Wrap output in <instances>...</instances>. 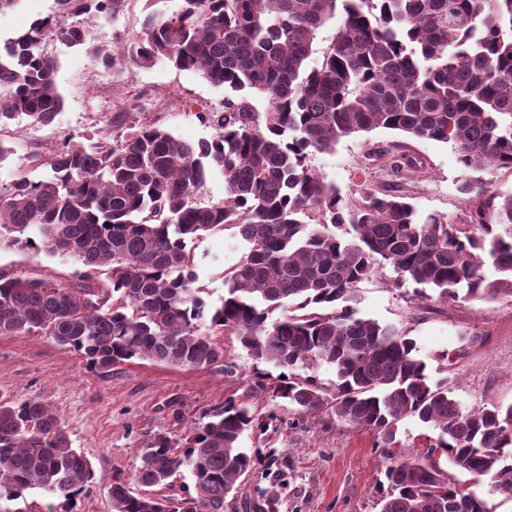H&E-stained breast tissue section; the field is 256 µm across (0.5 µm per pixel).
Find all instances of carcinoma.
Masks as SVG:
<instances>
[{
	"label": "carcinoma",
	"mask_w": 512,
	"mask_h": 512,
	"mask_svg": "<svg viewBox=\"0 0 512 512\" xmlns=\"http://www.w3.org/2000/svg\"><path fill=\"white\" fill-rule=\"evenodd\" d=\"M116 2L61 0L77 16H108ZM338 15L322 63L307 69L317 35ZM49 33L112 61L85 21L36 20L0 50L9 91L0 128L21 117L49 125L63 110L56 62L42 48ZM127 58L140 67L166 60L229 92L224 111L201 115L216 135L193 145L148 125L119 149L65 143L44 159L52 177L18 172L1 184L0 241L87 271L71 286L1 273L0 335L48 336L96 369L222 362L231 374L214 340L229 333L280 373L253 372L244 397L225 398L179 440L156 433L131 474H112V512H278L287 477L272 470L274 416L245 402L263 396L366 429L382 448L405 418L432 430L424 460L386 466L380 512H494L438 458L512 495V404L462 411L408 332L359 316L356 304L360 285L387 266L393 287L425 300L512 297V195L467 183L463 192L484 205L469 223L450 224L394 192L366 188L351 203L308 159L384 128L449 143L467 168H512V0H178L170 14L146 16ZM210 170L224 176L221 206L198 201ZM312 211L321 220L308 224ZM229 225L244 252L210 308L188 244ZM99 274L108 287L96 286ZM322 364L335 368L332 387L300 373ZM247 435L267 444L248 452ZM184 469L193 492L166 494ZM253 475L268 486L233 494ZM93 478L58 414L35 399L0 401V499L39 489L70 501ZM132 481L154 492L134 493Z\"/></svg>",
	"instance_id": "1"
}]
</instances>
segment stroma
Returning <instances> with one entry per match:
<instances>
[{
  "instance_id": "35a3bbf8",
  "label": "stroma",
  "mask_w": 512,
  "mask_h": 512,
  "mask_svg": "<svg viewBox=\"0 0 512 512\" xmlns=\"http://www.w3.org/2000/svg\"><path fill=\"white\" fill-rule=\"evenodd\" d=\"M175 7L176 0H120L109 18H93L96 43L120 51L109 66L85 48L43 41L44 52L56 61L55 80L65 106L50 125L36 126L22 118L0 130V139L12 148L0 162V184L21 170L35 181L51 177L42 158L66 140L88 150L102 141L116 148L148 125L189 143L213 137L214 127L199 115L223 111V89L199 72L168 61L139 67L121 55L142 38L149 12L168 13ZM47 16L67 18L59 0H20L0 16V44ZM397 152L420 158L421 168L392 176L388 159ZM308 164L348 200H357L364 187L394 190L421 214H438L452 224L468 223L476 204L474 196L462 193L464 183L479 181L491 192L512 194L511 168L467 170L451 145L381 128L343 138L333 151L313 153ZM190 249L198 283L206 290L204 299L218 305L224 296V272L242 253L237 230L203 234ZM1 272L72 285L80 282L85 268L63 255L1 243ZM391 277L387 269L361 284L360 316L408 331L431 377L448 376L463 409L512 404V300L462 298L426 306L411 289L391 287ZM463 332L483 336V345L441 372L439 355L454 352ZM222 341L226 361L236 367L231 374L220 366L192 369L147 360L102 372L49 337L0 335V400L32 398L54 409L73 448L96 474L78 496L76 512H112L108 484L113 472H132L141 448L155 433L181 437L195 417L245 393L244 379L253 362L236 337L226 335ZM255 406L280 418L276 446L288 475L281 512H379L381 471L391 462L425 456L428 449L429 429L411 418L400 422L393 447L381 448L371 432L331 422L325 415H295L267 397Z\"/></svg>"
}]
</instances>
